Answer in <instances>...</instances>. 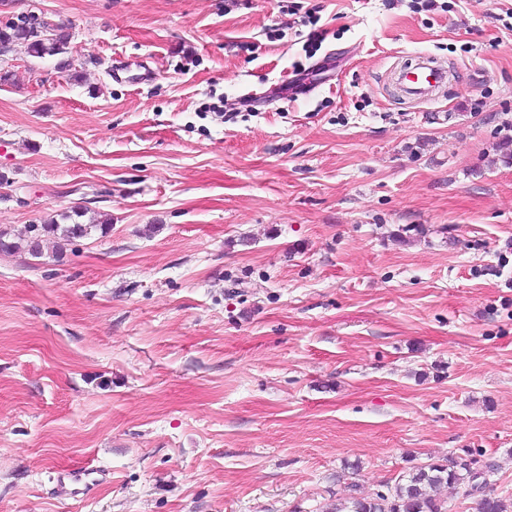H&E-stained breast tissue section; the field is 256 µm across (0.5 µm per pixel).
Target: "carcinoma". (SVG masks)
<instances>
[{
    "mask_svg": "<svg viewBox=\"0 0 512 512\" xmlns=\"http://www.w3.org/2000/svg\"><path fill=\"white\" fill-rule=\"evenodd\" d=\"M69 34L58 23L49 25L46 33L37 35L23 25H10L0 29V46H8L14 42L26 43L29 53L35 57L53 56L63 52ZM99 230L107 233L106 224H59L52 220L48 224H30L25 233L29 241V251L40 253L41 238L53 236L60 241H71L86 237ZM496 471L490 465L486 475L478 482L464 471L461 463L453 457L443 463H432L421 466L402 476L392 485H386V491H378L372 495H350L329 508L328 512H448L447 501L439 494L443 487L456 484L474 483L482 497L477 503V512H508L509 504L501 497L492 493L493 483L489 477Z\"/></svg>",
    "mask_w": 512,
    "mask_h": 512,
    "instance_id": "carcinoma-1",
    "label": "carcinoma"
}]
</instances>
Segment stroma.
I'll list each match as a JSON object with an SVG mask.
<instances>
[{"mask_svg": "<svg viewBox=\"0 0 512 512\" xmlns=\"http://www.w3.org/2000/svg\"><path fill=\"white\" fill-rule=\"evenodd\" d=\"M299 3L0 0L70 33L0 52V229L110 221L0 250V512H324L451 456L512 498V0ZM418 53L462 78L405 104ZM108 228V224H58L52 220L48 224H30L25 233L29 241V251L32 255H39L42 237L53 236L60 241H72L86 237L96 230H100L101 234L107 233Z\"/></svg>", "mask_w": 512, "mask_h": 512, "instance_id": "1", "label": "stroma"}]
</instances>
